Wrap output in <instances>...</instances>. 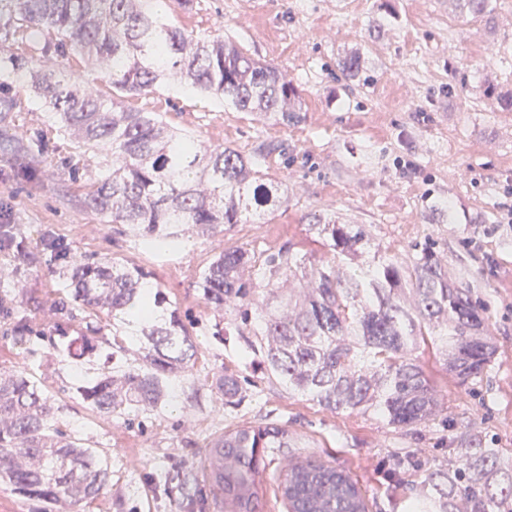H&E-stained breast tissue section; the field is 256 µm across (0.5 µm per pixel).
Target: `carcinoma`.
Masks as SVG:
<instances>
[{
	"mask_svg": "<svg viewBox=\"0 0 512 512\" xmlns=\"http://www.w3.org/2000/svg\"><path fill=\"white\" fill-rule=\"evenodd\" d=\"M473 18L492 0H460ZM166 0H0V81L35 94L45 134L71 140L79 156L105 150L86 206L125 224L143 250L175 251L190 235L265 219L288 204V187L263 171L270 151L249 155L212 146L123 99L175 88L259 120L298 124L301 93L288 73L248 55L222 36L200 39L174 24ZM78 58L97 69L106 95H88L53 57ZM363 55L345 54L348 80ZM308 231L332 255L312 262L293 245L266 256L230 247L196 281L217 315L212 335L237 337L245 370L325 410L370 414L395 429L437 420L444 409L416 351L431 344L445 370L465 389L496 360L482 301L455 282L434 242L411 245L405 257L375 243L366 224L306 216ZM72 304L104 315L112 330L109 369H73L69 393L102 418L161 416L172 385L197 358L193 323L153 274L127 260L79 264L68 272ZM61 330L50 357L94 355L95 337ZM256 381L239 373L215 377L224 405L254 397ZM224 451V512H257L263 484L296 482L283 497L288 512H369L366 495L345 471L323 462L271 468L288 447V430L241 425L213 437ZM499 451L478 439L454 465L432 466L424 482L444 512H491L512 504V480L500 483ZM109 465L98 449L60 426L53 395L25 370L0 367V485L45 504L44 512H74L100 496ZM192 499L197 481L181 467L167 472Z\"/></svg>",
	"mask_w": 512,
	"mask_h": 512,
	"instance_id": "cac0c4a2",
	"label": "carcinoma"
}]
</instances>
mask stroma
<instances>
[{
    "instance_id": "obj_1",
    "label": "stroma",
    "mask_w": 512,
    "mask_h": 512,
    "mask_svg": "<svg viewBox=\"0 0 512 512\" xmlns=\"http://www.w3.org/2000/svg\"><path fill=\"white\" fill-rule=\"evenodd\" d=\"M490 22L462 14L454 0H195L171 6L170 18L200 36L221 35L253 57L287 71L302 96L301 123L259 122L194 95L165 88L134 107L161 113L200 139L250 153L273 146L269 174L288 186V205L268 219L193 237L174 254L138 250L125 225L103 223L83 197L107 157L78 158L65 139L41 143L40 121L26 91L0 119V202L10 204L11 234L24 253L0 249V296L15 310L0 312V366H26L50 392L64 429L79 430L99 448L112 474L86 512H217L188 505L162 471L199 465L207 440L242 424L283 426L288 460L312 459L346 469L365 488L370 512H407L423 491L422 467L450 464L480 436L512 469V111L484 92L512 89V0H495ZM360 50L369 83L345 82L337 68ZM79 165L71 181V165ZM452 205V220L432 205ZM335 215L340 224L369 225L381 247L406 252L430 238L448 257L450 273L487 306L499 352L472 392L460 389L433 355L424 369L447 405V422L394 429L368 414L333 413L259 381L258 396L224 407L210 388L215 374L242 370L233 339L211 335L213 314L195 281L229 246L259 254L284 245L327 259L313 242L305 216ZM103 257L133 261L154 273L181 314L196 323L194 375L177 380L174 407L161 417L127 423L101 418L64 393L71 371L48 362L49 336L68 327L66 316L28 310L69 286L66 269ZM27 313L42 340L22 348L14 320ZM410 452L414 469L392 456Z\"/></svg>"
}]
</instances>
